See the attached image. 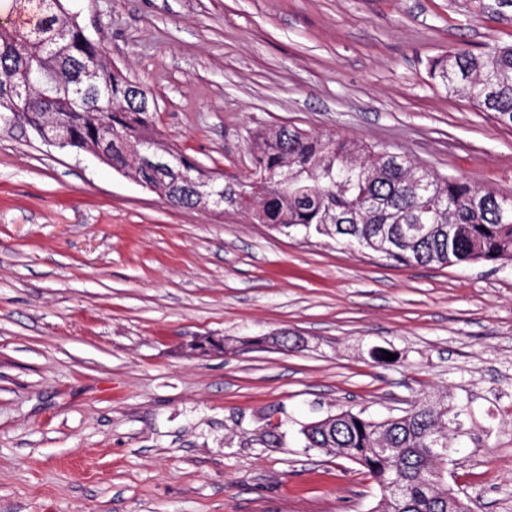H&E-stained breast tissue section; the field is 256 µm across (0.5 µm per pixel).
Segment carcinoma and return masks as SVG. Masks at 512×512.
<instances>
[{
	"instance_id": "obj_1",
	"label": "carcinoma",
	"mask_w": 512,
	"mask_h": 512,
	"mask_svg": "<svg viewBox=\"0 0 512 512\" xmlns=\"http://www.w3.org/2000/svg\"><path fill=\"white\" fill-rule=\"evenodd\" d=\"M32 14L27 25H0V120L8 118L47 138L55 121L66 127V148L80 151L112 138L156 145L178 163L170 172L142 177L169 188L177 173L194 178L210 171L162 141L143 90L104 61L63 0H15ZM472 9L512 24V0H471ZM43 84L26 96L13 87L28 74ZM432 79L502 122L512 124V45L478 54L450 52L430 63ZM253 171L236 183L217 174L224 197L253 194L248 211L260 224L284 233L323 235L375 252L402 265H461L512 258V199L498 197L464 178L420 171L384 148L343 138L321 140L284 125L258 136ZM376 170V177L367 171ZM430 182L422 196L413 178ZM305 448L347 458L365 468L380 487L396 486L376 512H471L467 497L448 487V404L423 402L403 415L374 420L342 410L301 430Z\"/></svg>"
}]
</instances>
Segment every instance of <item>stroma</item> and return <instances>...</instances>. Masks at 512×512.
<instances>
[{
  "label": "stroma",
  "instance_id": "obj_1",
  "mask_svg": "<svg viewBox=\"0 0 512 512\" xmlns=\"http://www.w3.org/2000/svg\"><path fill=\"white\" fill-rule=\"evenodd\" d=\"M68 7L208 170L248 175L253 136L291 125L512 197V126L429 74L512 43L469 0ZM205 336L225 349L193 351ZM443 396L465 408L449 486L512 512V260L402 266L177 208L0 123V512H374L379 485L302 427ZM270 420L284 445L258 441Z\"/></svg>",
  "mask_w": 512,
  "mask_h": 512
}]
</instances>
